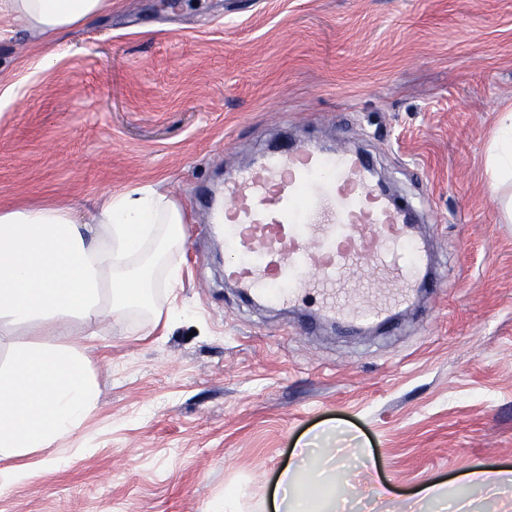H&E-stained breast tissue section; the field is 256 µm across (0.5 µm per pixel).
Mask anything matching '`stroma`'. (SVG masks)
Here are the masks:
<instances>
[{
	"label": "stroma",
	"instance_id": "35a3bbf8",
	"mask_svg": "<svg viewBox=\"0 0 512 512\" xmlns=\"http://www.w3.org/2000/svg\"><path fill=\"white\" fill-rule=\"evenodd\" d=\"M0 207L143 185L187 215L169 324L113 319L95 411L0 512H273L305 443L366 448L389 512L512 470V223L485 174L512 0H112L49 44L0 21ZM365 153L414 205L436 291L389 333L303 327L224 283L202 198L284 136Z\"/></svg>",
	"mask_w": 512,
	"mask_h": 512
}]
</instances>
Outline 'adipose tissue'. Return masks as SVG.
Returning <instances> with one entry per match:
<instances>
[{
  "label": "adipose tissue",
  "instance_id": "obj_1",
  "mask_svg": "<svg viewBox=\"0 0 512 512\" xmlns=\"http://www.w3.org/2000/svg\"><path fill=\"white\" fill-rule=\"evenodd\" d=\"M112 0H0V16L52 37L111 11ZM500 209L512 221V109L499 113L486 160ZM185 212L174 198L147 188L100 196L87 220L52 202L0 208V489L27 473V458L53 449L94 410L91 354L74 345L72 323L86 336L128 310L150 307L153 288L175 286L182 271L170 257L183 249ZM284 469L277 512H335L326 487L350 474L348 461L298 449Z\"/></svg>",
  "mask_w": 512,
  "mask_h": 512
}]
</instances>
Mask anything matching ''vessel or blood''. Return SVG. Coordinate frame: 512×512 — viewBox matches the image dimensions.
<instances>
[{"mask_svg": "<svg viewBox=\"0 0 512 512\" xmlns=\"http://www.w3.org/2000/svg\"><path fill=\"white\" fill-rule=\"evenodd\" d=\"M209 220L234 255L225 281L269 308L312 296L338 324L387 329L432 284L407 208L348 149L261 153L210 202Z\"/></svg>", "mask_w": 512, "mask_h": 512, "instance_id": "obj_1", "label": "vessel or blood"}]
</instances>
